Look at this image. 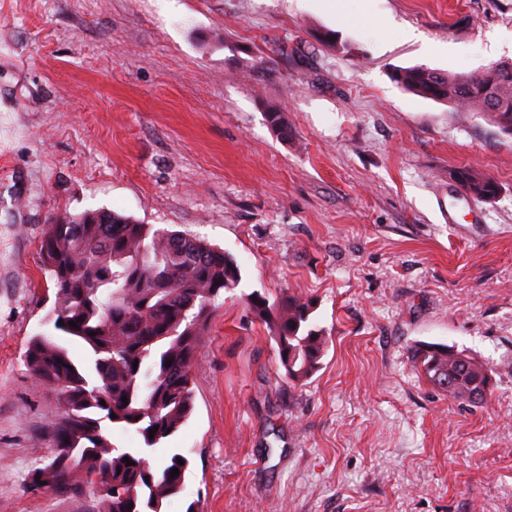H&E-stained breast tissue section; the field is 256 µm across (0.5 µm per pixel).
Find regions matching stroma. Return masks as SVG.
I'll return each instance as SVG.
<instances>
[{
	"label": "stroma",
	"mask_w": 512,
	"mask_h": 512,
	"mask_svg": "<svg viewBox=\"0 0 512 512\" xmlns=\"http://www.w3.org/2000/svg\"><path fill=\"white\" fill-rule=\"evenodd\" d=\"M341 2L0 0V512L95 509L24 488L61 415L24 355L54 301L49 222L99 209L241 271L193 413L150 454L190 460L166 512H512V135L393 78L512 60V0ZM288 294L329 338L296 386L247 303ZM424 343L482 361L488 402L431 384ZM451 178L470 196L478 200L493 198L498 186L488 176L468 168H459L451 173Z\"/></svg>",
	"instance_id": "obj_1"
}]
</instances>
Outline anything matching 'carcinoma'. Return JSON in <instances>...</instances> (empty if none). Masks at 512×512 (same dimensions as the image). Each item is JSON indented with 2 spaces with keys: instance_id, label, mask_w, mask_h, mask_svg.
<instances>
[{
  "instance_id": "obj_1",
  "label": "carcinoma",
  "mask_w": 512,
  "mask_h": 512,
  "mask_svg": "<svg viewBox=\"0 0 512 512\" xmlns=\"http://www.w3.org/2000/svg\"><path fill=\"white\" fill-rule=\"evenodd\" d=\"M394 79L418 96L460 103L512 134L511 62L476 75L412 66L395 70ZM451 178L478 200L498 192L490 177L468 168ZM40 254L55 300L50 329L31 338L25 362L55 392L62 418L50 432L51 460L31 471L26 490H35L43 473L57 495L78 497L94 488L95 512H164L183 492L190 461L176 452L157 467L148 451L191 415L193 367L211 306L239 284L240 269L220 248L105 210L53 218ZM248 304L272 333L284 378L294 385L310 378L328 343L312 322L313 300L288 295L271 303L258 296ZM72 344L84 348L85 362L71 357ZM413 361L452 400L479 404L491 393L488 369L475 357L433 344L416 349ZM108 426L134 429L143 447H114ZM97 478L123 485L126 497L112 496Z\"/></svg>"
}]
</instances>
